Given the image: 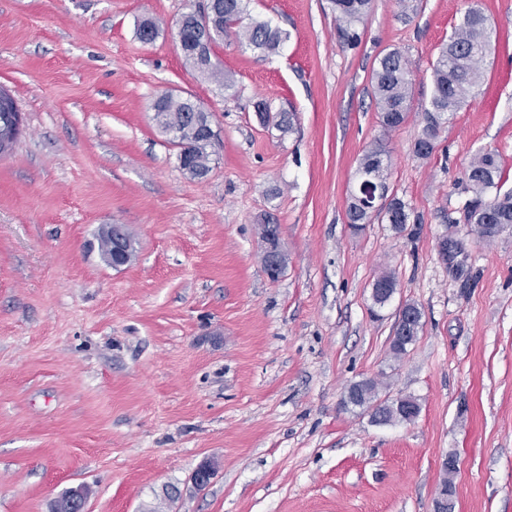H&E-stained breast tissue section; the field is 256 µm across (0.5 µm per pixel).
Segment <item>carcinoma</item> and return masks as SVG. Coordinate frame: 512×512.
<instances>
[{
  "label": "carcinoma",
  "instance_id": "carcinoma-1",
  "mask_svg": "<svg viewBox=\"0 0 512 512\" xmlns=\"http://www.w3.org/2000/svg\"><path fill=\"white\" fill-rule=\"evenodd\" d=\"M371 2L333 0L343 39L350 42L358 39L353 25L368 14ZM207 3L210 10L205 16L182 15V57L192 72L229 91L234 87V81L221 67L215 46L232 36L252 51L270 55L278 52L287 33L248 14L245 0H207ZM489 42L487 18L480 9L468 8L433 65L430 75L432 94L428 106L424 107L421 133L414 142L416 156L428 158L432 155L441 129L448 123V115L457 111L480 84V63L486 56ZM372 83L380 126L390 132L405 120L412 94L410 59L398 49L383 54L372 71ZM256 112L263 123L272 122L283 133L291 128L286 111L273 116L267 103L258 102ZM154 121L172 144L192 158L195 173L211 171L215 140L205 133V127L211 125V114L192 94L181 91L162 95L154 104ZM388 168L386 151L375 147L364 153L359 171L385 181ZM464 177L473 193L465 207L466 221L473 225L478 239L490 242L512 226V189L502 191L504 175L498 155L493 151L477 154ZM375 214L383 216L389 224L399 225L401 231L408 221L406 204L400 199L393 198L384 207L371 208L357 196H352L347 209L351 226L366 224ZM377 393L378 383L373 381L357 402V407L370 411L371 422L387 425L406 420L395 403H377Z\"/></svg>",
  "mask_w": 512,
  "mask_h": 512
}]
</instances>
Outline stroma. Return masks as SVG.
I'll use <instances>...</instances> for the list:
<instances>
[{"instance_id": "obj_1", "label": "stroma", "mask_w": 512, "mask_h": 512, "mask_svg": "<svg viewBox=\"0 0 512 512\" xmlns=\"http://www.w3.org/2000/svg\"><path fill=\"white\" fill-rule=\"evenodd\" d=\"M198 3L0 0V87L23 115L0 157V512H51L79 488L84 512H433L450 455L455 512H512V228L480 241L464 180L492 150L512 188V0H373L353 46L331 0H250L288 38L269 57L217 46L228 92L175 42ZM471 6L493 29L481 84L418 158L431 67ZM147 18L160 30L149 44ZM392 49L415 85L387 133L370 76ZM171 91L212 115L204 179L153 120ZM261 100L293 111L292 131L262 126ZM378 140L388 194L408 206L401 234L347 223ZM269 215L288 254L274 281ZM107 224L125 225L128 265L100 255ZM448 235L459 276L439 255ZM384 272L397 290L375 318ZM405 303L421 328L397 357ZM366 379L419 415L377 425L346 406Z\"/></svg>"}]
</instances>
